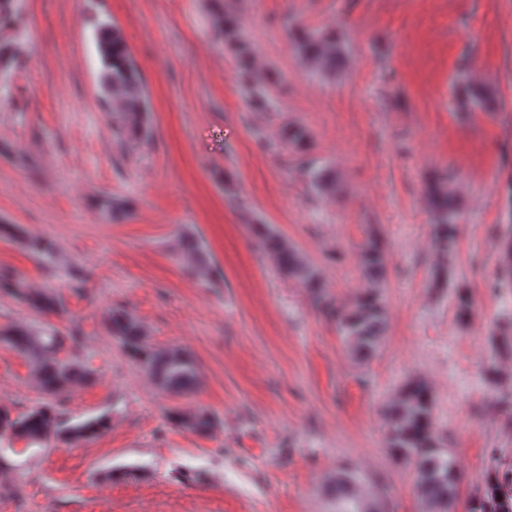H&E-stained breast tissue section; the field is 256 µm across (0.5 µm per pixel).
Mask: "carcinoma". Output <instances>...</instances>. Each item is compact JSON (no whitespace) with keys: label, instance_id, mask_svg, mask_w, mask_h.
I'll return each mask as SVG.
<instances>
[{"label":"carcinoma","instance_id":"1","mask_svg":"<svg viewBox=\"0 0 512 512\" xmlns=\"http://www.w3.org/2000/svg\"><path fill=\"white\" fill-rule=\"evenodd\" d=\"M97 40L104 63L101 75L104 107L132 136H148L147 96L135 73L122 31L108 22L102 23ZM298 51L310 66L322 72L336 71L343 58L340 42L334 35L307 39L298 44ZM265 246L274 262L289 276L306 285L315 283L313 268L287 239L270 231ZM182 256L187 262V272L201 278L210 276V265L201 243H191ZM361 259L366 299L343 321L342 329L353 353L367 359L378 352L382 342L383 317L378 296L383 256L369 241L362 249ZM0 290L22 299L38 312H63L62 302L49 293L28 290L18 273L0 270ZM107 326L141 371L162 391L178 397L194 395L198 377L188 356L176 349L152 347L143 326L126 314L109 316ZM0 346L24 358L33 381L50 397L93 380L91 371L78 359L59 356L62 337L54 332L14 325L0 330ZM172 421L203 436L210 435L216 427L213 414L201 406L174 413ZM108 425L109 418L102 415L66 426L49 403L14 417L9 410H0V440L12 444L22 441L27 447L47 446L54 441H89L106 431ZM388 429L390 448L410 467L427 512H451L457 498L459 474L453 457L434 443L432 395L424 380H411L389 401ZM330 493L336 512H378V501L366 492L362 479L348 468L336 473ZM468 512H512L511 465L497 462L488 469L482 486L470 500Z\"/></svg>","mask_w":512,"mask_h":512}]
</instances>
